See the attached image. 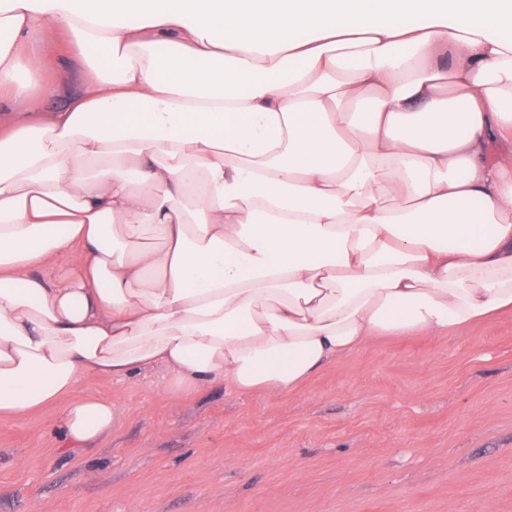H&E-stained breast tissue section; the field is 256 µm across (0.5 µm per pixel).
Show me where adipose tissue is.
<instances>
[{"instance_id":"obj_1","label":"adipose tissue","mask_w":512,"mask_h":512,"mask_svg":"<svg viewBox=\"0 0 512 512\" xmlns=\"http://www.w3.org/2000/svg\"><path fill=\"white\" fill-rule=\"evenodd\" d=\"M508 309L512 0H0V414L158 366L281 394Z\"/></svg>"}]
</instances>
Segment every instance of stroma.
I'll use <instances>...</instances> for the list:
<instances>
[{
  "label": "stroma",
  "mask_w": 512,
  "mask_h": 512,
  "mask_svg": "<svg viewBox=\"0 0 512 512\" xmlns=\"http://www.w3.org/2000/svg\"><path fill=\"white\" fill-rule=\"evenodd\" d=\"M109 435L64 401L0 415V512H512V310L379 336L283 395L90 378ZM68 399V400H69ZM114 416L111 398L78 400L64 407L59 426L66 439L78 445L111 433Z\"/></svg>",
  "instance_id": "obj_1"
}]
</instances>
